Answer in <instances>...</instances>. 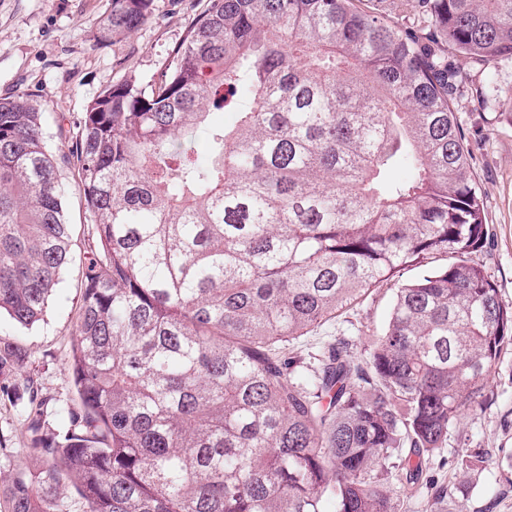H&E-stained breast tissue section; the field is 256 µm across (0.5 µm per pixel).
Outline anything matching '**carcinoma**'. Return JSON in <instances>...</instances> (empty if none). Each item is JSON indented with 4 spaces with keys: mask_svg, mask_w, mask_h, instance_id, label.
Segmentation results:
<instances>
[{
    "mask_svg": "<svg viewBox=\"0 0 512 512\" xmlns=\"http://www.w3.org/2000/svg\"><path fill=\"white\" fill-rule=\"evenodd\" d=\"M152 13L112 0L97 41ZM457 55L512 59V0H208L157 77L53 138L29 95L0 98V314L41 321L73 260L62 170L90 221L81 412L62 435L0 384L38 464L0 463V512H399L428 485L512 344L472 258ZM409 267L366 358L338 339L305 361L300 338ZM25 357L0 337V372Z\"/></svg>",
    "mask_w": 512,
    "mask_h": 512,
    "instance_id": "1",
    "label": "carcinoma"
}]
</instances>
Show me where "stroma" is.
I'll use <instances>...</instances> for the list:
<instances>
[{"label":"stroma","instance_id":"35a3bbf8","mask_svg":"<svg viewBox=\"0 0 512 512\" xmlns=\"http://www.w3.org/2000/svg\"><path fill=\"white\" fill-rule=\"evenodd\" d=\"M110 0H0V98L18 92L34 95L44 113V130L55 134L62 117H75L106 86L129 80L149 82L186 36L207 0H154L151 21L97 45L95 24ZM457 66L467 76L466 92L455 110L469 140L483 194L489 238L474 259L483 264L499 297L512 307V61L493 64L494 83L469 59ZM78 265L63 274V286L50 301L43 321L32 328L0 318V336H11L28 357L0 382H33L50 422L69 423L57 411L75 402L64 376V363L76 330L80 290ZM393 289L374 292L353 311L308 337L304 353L338 338L365 356L386 320ZM0 456L23 462L30 433L15 408L0 402ZM512 454V345L491 370L481 408L465 413L436 451L430 470L448 487V512H512V473L501 470ZM469 457L470 467L458 458Z\"/></svg>","mask_w":512,"mask_h":512}]
</instances>
